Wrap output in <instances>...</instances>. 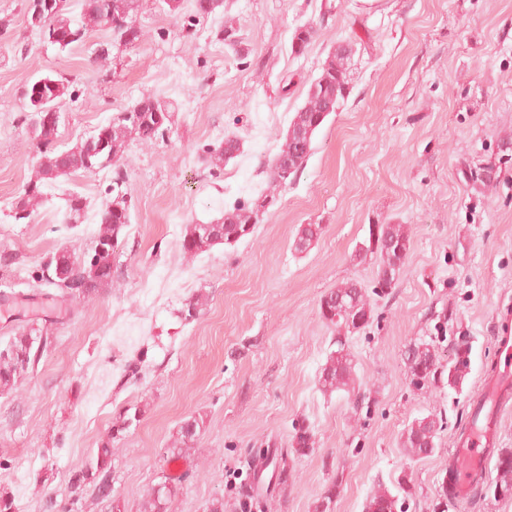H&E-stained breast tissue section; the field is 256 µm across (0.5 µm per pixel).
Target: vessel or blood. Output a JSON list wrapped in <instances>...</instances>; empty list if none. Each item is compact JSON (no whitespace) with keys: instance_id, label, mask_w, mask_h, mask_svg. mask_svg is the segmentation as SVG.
Masks as SVG:
<instances>
[{"instance_id":"1","label":"vessel or blood","mask_w":512,"mask_h":512,"mask_svg":"<svg viewBox=\"0 0 512 512\" xmlns=\"http://www.w3.org/2000/svg\"><path fill=\"white\" fill-rule=\"evenodd\" d=\"M478 398L482 404L499 409L512 404V382L495 376L481 388ZM493 419L479 420L456 439L450 458L456 472L455 493L468 497L476 476L485 475L488 446L491 441Z\"/></svg>"}]
</instances>
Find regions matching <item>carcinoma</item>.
Wrapping results in <instances>:
<instances>
[{
    "label": "carcinoma",
    "instance_id": "carcinoma-1",
    "mask_svg": "<svg viewBox=\"0 0 512 512\" xmlns=\"http://www.w3.org/2000/svg\"><path fill=\"white\" fill-rule=\"evenodd\" d=\"M98 0H69L70 6L54 13H48L35 23L27 17L29 26L38 31L42 40H48L55 32L61 38L53 45L64 51L82 43L89 33L98 30L110 32L112 43L119 44L123 33L115 31L110 20L103 16L97 7ZM138 0H108L112 16L118 17L134 28L136 37H141V28L136 25ZM176 6L170 9L173 14L183 12L192 18H207L224 6V0H175ZM80 6V12L73 13L72 6ZM316 29L304 24L295 29L291 41V53L299 57L307 51ZM353 52L352 45L338 47L332 52L318 77L311 80L306 100L292 117L283 142L267 165L268 186L261 190L257 198L239 201L224 211V216L210 224H187L181 240V248L186 253L197 254L219 244H234L253 234L256 225L268 209L278 200L277 193L293 184L312 153L313 137L327 117L337 111L349 95L348 69ZM49 81L45 91L34 97L27 89L22 94L24 105L32 121L45 114V108L60 103L69 94L70 81L59 76H44ZM129 111L140 113L139 121L131 123L121 115L98 127L97 132L76 142L73 146L61 148L57 144V130H33L34 138L44 137L46 141L37 143L40 159L34 175L25 183L22 193L16 197L7 213L15 223L21 224L31 218L32 213L48 200L49 189L57 179L69 177L78 172H94L114 165L123 158L130 143H152L164 137L171 123L172 111L167 97L147 94L138 99ZM102 141L105 148L91 153V141ZM205 161L214 169H219L242 153L241 139L226 135L217 145L206 150ZM118 183L111 188L115 193L112 200L103 202L94 213L99 228L94 234L91 246L81 256L94 260V264L81 269L63 268L65 277L78 276L80 286L63 287L56 276L58 262L66 259L69 249L58 248L40 266V273L33 277L34 292L52 303L53 308L62 309L68 303L92 296L112 284V258L119 247V237L131 224L130 204ZM87 199L78 192L69 191L64 197L63 223L80 224L87 218ZM323 233L320 224H308L298 231L294 250L307 251ZM411 240L404 224H371L368 236L356 244L354 257L359 261L371 259L377 265L374 294L394 287L397 275L407 258ZM44 286L55 287V292L42 290ZM319 312L327 326L336 333L330 351L320 368L319 385L324 392L355 391L354 355L348 338L364 331L372 322L374 307L370 296L357 280H348L326 292L320 299ZM49 325L34 327L27 325L10 337L7 344L0 347V394H11L17 389L18 381L39 363L47 344ZM469 347L466 340L457 341L453 358L442 362L436 340L421 338L409 344L404 351V363L409 386L422 391L439 384L456 390L462 386L466 376ZM142 411L124 410L112 421L111 434L106 445L97 449L96 456L85 466L72 473L69 483L74 494L73 502L90 494L96 499L112 496V440L119 438L129 427L139 421ZM441 429L440 420L435 415L417 418L404 430L400 439L402 450L412 458H426L436 450V440ZM199 437V421L193 417L181 422L178 429L177 452L188 450ZM311 425L301 422L295 428L292 448L304 456L313 448ZM496 455L494 484L490 486L493 496L501 500H512V448H492ZM342 480L336 478L326 487L315 512H331V504L339 495ZM174 490L163 483L152 489L145 497L140 512H170ZM414 496L412 480L403 474L393 482V488L378 485L365 499L363 512H407L406 502ZM455 499L453 486L448 478H443L433 498L432 512H448Z\"/></svg>",
    "mask_w": 512,
    "mask_h": 512
}]
</instances>
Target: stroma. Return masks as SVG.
Wrapping results in <instances>:
<instances>
[{"label": "stroma", "mask_w": 512, "mask_h": 512, "mask_svg": "<svg viewBox=\"0 0 512 512\" xmlns=\"http://www.w3.org/2000/svg\"><path fill=\"white\" fill-rule=\"evenodd\" d=\"M242 42L217 41L218 22L187 36L184 16L162 0H139L142 38L96 56L106 32L62 52L31 30L22 0H0V291L30 293L43 260L60 245L81 253L98 226L59 228L66 190L99 210L122 177L131 224L119 239L112 284L71 303L43 356L18 389L0 395V485L22 512H43L46 496L70 505L69 475L111 442L112 496L87 512H140L152 487L175 488L173 512H314L335 476L333 512H362L366 496L408 474V512H432L454 439L471 421L477 394L498 361L495 336L512 310V0H226ZM317 33L305 55L291 53L297 26ZM349 40L350 93L313 139L296 182L283 190L254 233L191 255L185 225L222 217L235 200L267 185L266 164L312 79L336 44ZM54 73L69 80L58 139L66 146L143 95L176 107L163 139L131 144L119 168L58 179L52 197L17 224L7 211L33 174L36 142L21 91ZM238 135L242 153L223 169L200 158L204 146ZM495 164L484 188L476 175ZM324 231L294 252L301 225ZM372 224H404L411 249L394 288L373 299L374 317L352 337L363 404L320 390L333 332L321 296L349 279L374 288L373 262L353 261ZM201 296L197 320L181 321L186 299ZM442 325V356L470 346L460 391L420 393L408 385L405 346ZM140 407L137 426L112 442L121 411ZM437 415L435 453L406 456L404 429ZM201 422L182 457L171 448L182 421ZM311 423L315 444L291 450L293 426ZM260 448L286 454L287 483L254 484Z\"/></svg>", "instance_id": "35a3bbf8"}]
</instances>
